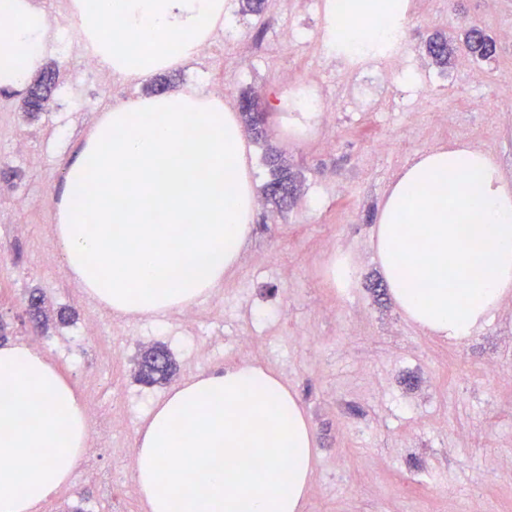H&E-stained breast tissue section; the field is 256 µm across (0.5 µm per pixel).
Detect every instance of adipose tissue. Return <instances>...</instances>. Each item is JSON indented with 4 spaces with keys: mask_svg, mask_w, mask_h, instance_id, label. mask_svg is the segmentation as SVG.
<instances>
[{
    "mask_svg": "<svg viewBox=\"0 0 512 512\" xmlns=\"http://www.w3.org/2000/svg\"><path fill=\"white\" fill-rule=\"evenodd\" d=\"M101 67L140 79L193 57L224 0H72ZM0 89L46 65L48 14L0 0ZM236 113L197 88L106 112L69 160L54 244L100 304L150 321L220 284L257 201ZM377 265L406 320L461 342L512 296V182L464 142L422 152L374 227ZM81 394L40 351L0 343V512H30L82 465ZM316 441L287 383L252 363L203 371L148 411L133 481L149 512H300Z\"/></svg>",
    "mask_w": 512,
    "mask_h": 512,
    "instance_id": "obj_1",
    "label": "adipose tissue"
}]
</instances>
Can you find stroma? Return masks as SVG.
I'll use <instances>...</instances> for the list:
<instances>
[{"mask_svg":"<svg viewBox=\"0 0 512 512\" xmlns=\"http://www.w3.org/2000/svg\"><path fill=\"white\" fill-rule=\"evenodd\" d=\"M324 20L320 9L283 11L275 0L255 17L241 12L239 0H224L225 24L237 27L243 44L258 47V54L228 44L207 66L186 60L171 69V88L224 83L231 97L247 90L280 103L289 71L329 87L346 84L350 73L278 36L283 26ZM463 20L495 36L512 28V7L504 0H410L408 48L441 89L417 119L403 104L420 75L407 71L389 77L377 111L329 112L302 136L276 123L268 142H251L255 190L270 178L264 155L271 146L285 153L302 192L286 211L258 207L240 261L219 287L220 314H213L210 297L199 299L192 331L171 313L150 322L108 318L101 337L86 338L87 294L67 276L52 242L54 189L67 162L108 107L148 96L149 80L79 85V59L53 54L48 62L58 65L59 78L45 112L29 117L20 95H0V170L13 172L0 178V321L6 336L40 339L43 353L102 413L111 412L117 391L127 410L113 447L99 451L101 468L114 476L111 499L101 498L80 473L40 512H129L123 456L151 403L168 391L134 378L141 351L156 343L171 351L179 381L201 369L255 362L287 382L318 448L302 512H469L476 498L485 512H512V470L487 464L493 457L512 462V382L484 371L492 362L512 373V306L501 304L471 339L448 343L409 323L395 302L374 303L365 288L380 275L371 244L378 208L419 153L465 141L487 151L500 175L512 181V99L499 94L501 81L512 78V45H501L496 60L481 64L483 81L472 89L463 85L459 59L441 69L425 53L427 33L456 29ZM325 138L333 140V151H322ZM19 196L30 200L29 210L13 211ZM338 251L357 270L348 293L326 275ZM35 289L53 313L72 309L74 322L53 317L46 329L33 331L25 308ZM217 316L225 337L252 333L251 348L213 345Z\"/></svg>","mask_w":512,"mask_h":512,"instance_id":"1","label":"stroma"}]
</instances>
